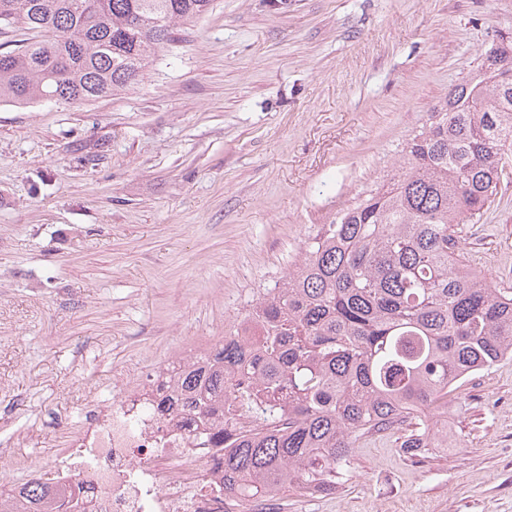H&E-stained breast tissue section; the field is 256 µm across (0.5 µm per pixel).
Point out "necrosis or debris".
I'll use <instances>...</instances> for the list:
<instances>
[{"instance_id":"obj_1","label":"necrosis or debris","mask_w":512,"mask_h":512,"mask_svg":"<svg viewBox=\"0 0 512 512\" xmlns=\"http://www.w3.org/2000/svg\"><path fill=\"white\" fill-rule=\"evenodd\" d=\"M179 399L175 382L154 375L89 414L56 464L67 512H233L221 491L224 446L197 441L208 423L173 410Z\"/></svg>"}]
</instances>
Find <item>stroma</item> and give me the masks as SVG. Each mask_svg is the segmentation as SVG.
<instances>
[{
	"label": "stroma",
	"mask_w": 512,
	"mask_h": 512,
	"mask_svg": "<svg viewBox=\"0 0 512 512\" xmlns=\"http://www.w3.org/2000/svg\"><path fill=\"white\" fill-rule=\"evenodd\" d=\"M502 36L512 0H214L121 94L0 104V483L223 341ZM459 241L512 288V153ZM447 420V448L365 438L334 493L282 489L281 512H512V358L452 388Z\"/></svg>",
	"instance_id": "obj_1"
}]
</instances>
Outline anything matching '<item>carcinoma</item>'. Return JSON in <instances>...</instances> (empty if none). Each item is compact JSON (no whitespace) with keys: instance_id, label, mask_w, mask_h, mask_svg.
<instances>
[{"instance_id":"carcinoma-1","label":"carcinoma","mask_w":512,"mask_h":512,"mask_svg":"<svg viewBox=\"0 0 512 512\" xmlns=\"http://www.w3.org/2000/svg\"><path fill=\"white\" fill-rule=\"evenodd\" d=\"M213 0H0V27L35 39L0 52V103L83 104L139 84ZM512 147V48L476 70L408 135L397 172L308 235L300 256L252 299L206 369L176 371L178 412L224 430V496L285 486L336 490L363 437L402 426L400 447H448L421 413L512 355V288L467 269L455 227L484 214ZM53 512L52 472L0 512Z\"/></svg>"}]
</instances>
